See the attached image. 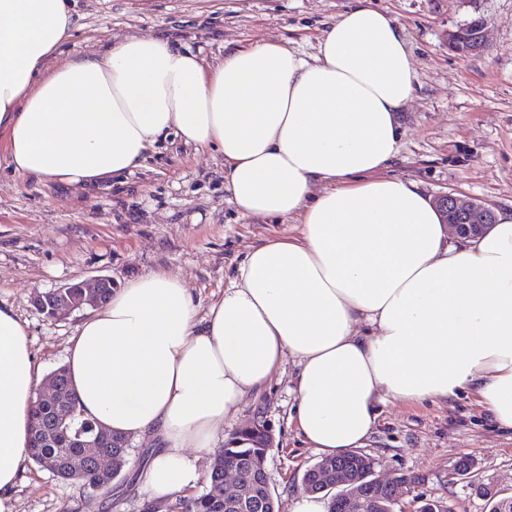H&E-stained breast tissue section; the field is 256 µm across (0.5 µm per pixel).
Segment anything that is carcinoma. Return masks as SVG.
I'll return each mask as SVG.
<instances>
[{
  "label": "carcinoma",
  "instance_id": "1",
  "mask_svg": "<svg viewBox=\"0 0 512 512\" xmlns=\"http://www.w3.org/2000/svg\"><path fill=\"white\" fill-rule=\"evenodd\" d=\"M52 375L65 392V403L34 401L30 458L43 470L47 469V460H55L56 465L50 470L51 474L65 481H75L84 489L92 491L98 476L92 458L83 445L94 441L99 451L110 454L117 463L125 466L129 454V449L123 447L125 437L110 431L101 432L94 421L82 415L66 367L55 369ZM259 452L261 449L257 447L222 448L216 465L211 468L210 489L184 503L185 512H228L224 509V500L212 494V487L224 481L226 462L243 470L247 478L246 499H255L262 477L252 472V459Z\"/></svg>",
  "mask_w": 512,
  "mask_h": 512
}]
</instances>
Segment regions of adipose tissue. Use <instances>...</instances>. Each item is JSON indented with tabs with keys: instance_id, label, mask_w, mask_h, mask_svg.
I'll return each instance as SVG.
<instances>
[{
	"instance_id": "ef3b65f1",
	"label": "adipose tissue",
	"mask_w": 512,
	"mask_h": 512,
	"mask_svg": "<svg viewBox=\"0 0 512 512\" xmlns=\"http://www.w3.org/2000/svg\"><path fill=\"white\" fill-rule=\"evenodd\" d=\"M72 0H0V136L15 177L88 191L142 166L158 137L224 157L243 215L298 224L249 247L206 314L166 272L116 289L70 339L85 417L156 448L141 479L167 501L191 486L187 449L270 382L297 372L305 443L364 447L388 400L475 391L512 429V209L482 237L450 235L409 180L385 175L417 76L402 28L356 0L305 57L278 40L212 64L160 36L48 68ZM41 382L20 319L0 308V512L28 457Z\"/></svg>"
}]
</instances>
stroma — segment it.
Returning a JSON list of instances; mask_svg holds the SVG:
<instances>
[{"label":"stroma","instance_id":"stroma-1","mask_svg":"<svg viewBox=\"0 0 512 512\" xmlns=\"http://www.w3.org/2000/svg\"><path fill=\"white\" fill-rule=\"evenodd\" d=\"M403 28L418 84L402 115V135L388 175L417 182L430 198L453 194L492 210L512 208V0H369ZM353 0H75L74 30L61 59L124 38L165 33L201 50L209 61L268 39L305 55ZM474 19L486 23L484 51L459 55L448 35ZM293 224L244 216L224 186V157L160 138L143 166L85 194L53 182L21 181L0 167V307L24 323L43 374L65 365L69 340L84 319L79 309L47 318L37 295L108 276L113 287L150 271L182 278L198 312L224 293L248 248ZM286 361L259 395L219 426L227 435L255 420L275 442L266 460L279 512L305 496L304 471L319 459L292 418L293 375ZM151 437L131 440L129 461L107 496L87 493L27 462L12 494L13 512H181L183 500L209 487L211 453L197 459L194 484L156 506L138 480ZM388 476L415 477L399 489L402 512L418 498L447 501L454 512H486L470 484L495 482L512 491V431L485 411L474 393L446 399L391 400L380 407L364 449ZM472 458L469 476L455 473Z\"/></svg>","mask_w":512,"mask_h":512}]
</instances>
